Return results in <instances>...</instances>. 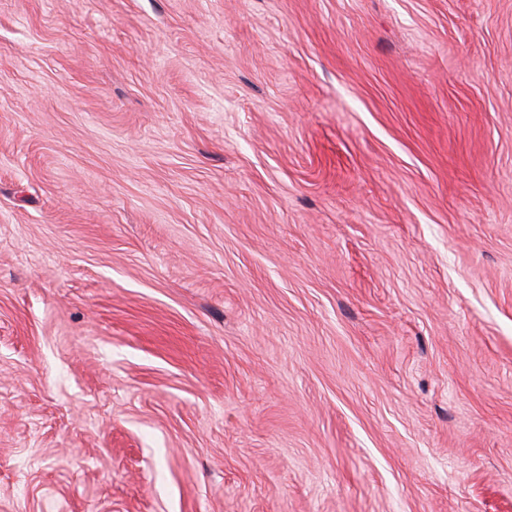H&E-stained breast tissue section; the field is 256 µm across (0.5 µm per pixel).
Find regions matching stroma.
I'll return each mask as SVG.
<instances>
[{"label":"stroma","mask_w":512,"mask_h":512,"mask_svg":"<svg viewBox=\"0 0 512 512\" xmlns=\"http://www.w3.org/2000/svg\"><path fill=\"white\" fill-rule=\"evenodd\" d=\"M0 512H512V0H0Z\"/></svg>","instance_id":"stroma-1"}]
</instances>
